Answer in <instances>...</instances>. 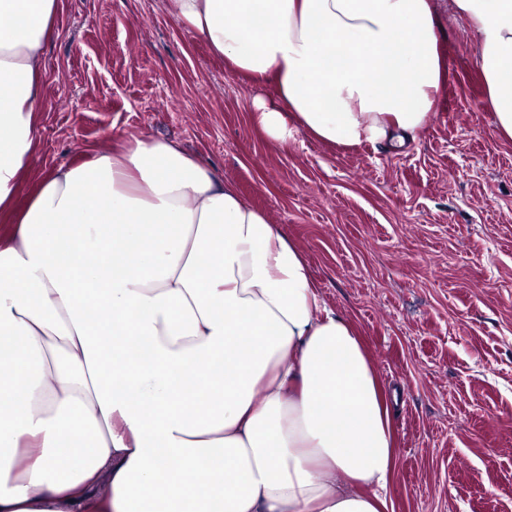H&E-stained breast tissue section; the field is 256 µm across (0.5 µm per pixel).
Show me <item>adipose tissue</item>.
Returning a JSON list of instances; mask_svg holds the SVG:
<instances>
[{
  "mask_svg": "<svg viewBox=\"0 0 512 512\" xmlns=\"http://www.w3.org/2000/svg\"><path fill=\"white\" fill-rule=\"evenodd\" d=\"M512 140V0H451ZM275 100L255 124L397 150L444 79L433 0H166ZM57 0H0V512H387L395 437L297 245L178 145L60 165L24 207Z\"/></svg>",
  "mask_w": 512,
  "mask_h": 512,
  "instance_id": "adipose-tissue-1",
  "label": "adipose tissue"
}]
</instances>
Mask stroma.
I'll return each mask as SVG.
<instances>
[{
    "instance_id": "1",
    "label": "stroma",
    "mask_w": 512,
    "mask_h": 512,
    "mask_svg": "<svg viewBox=\"0 0 512 512\" xmlns=\"http://www.w3.org/2000/svg\"><path fill=\"white\" fill-rule=\"evenodd\" d=\"M435 8L445 82L395 152L271 141L250 83L165 0H58L18 199L53 167L137 138L212 165L281 225L361 336L392 398L388 512H512V141L494 132L473 34L449 0Z\"/></svg>"
}]
</instances>
